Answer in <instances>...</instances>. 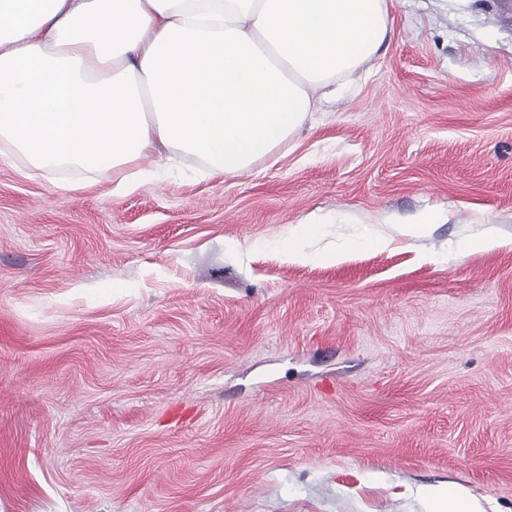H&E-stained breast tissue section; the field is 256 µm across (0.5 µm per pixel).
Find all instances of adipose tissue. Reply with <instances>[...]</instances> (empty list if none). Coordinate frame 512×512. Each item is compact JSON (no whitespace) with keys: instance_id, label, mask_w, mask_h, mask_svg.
<instances>
[{"instance_id":"obj_1","label":"adipose tissue","mask_w":512,"mask_h":512,"mask_svg":"<svg viewBox=\"0 0 512 512\" xmlns=\"http://www.w3.org/2000/svg\"><path fill=\"white\" fill-rule=\"evenodd\" d=\"M389 0H0V147L44 170L118 173L146 157L249 170L305 122L313 89L352 73L389 33ZM430 221L330 251L296 225L295 263L419 238Z\"/></svg>"}]
</instances>
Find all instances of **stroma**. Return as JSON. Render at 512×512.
I'll use <instances>...</instances> for the list:
<instances>
[{
	"instance_id": "obj_1",
	"label": "stroma",
	"mask_w": 512,
	"mask_h": 512,
	"mask_svg": "<svg viewBox=\"0 0 512 512\" xmlns=\"http://www.w3.org/2000/svg\"><path fill=\"white\" fill-rule=\"evenodd\" d=\"M350 84L241 174L0 155V512H512V249L448 254L512 237V18L393 0ZM321 224L305 223L297 224L286 239L283 252L288 261L295 263L308 262H338L353 251L361 248H387L394 240L395 236L391 233L368 232L357 238L349 239L342 246L330 251H314L306 247L318 237ZM503 247H512V237L501 238L492 232L481 234L474 241L466 240L457 245V253L464 254L472 249L491 251ZM431 512H478L477 503L461 496L452 487L430 490L428 494Z\"/></svg>"
}]
</instances>
